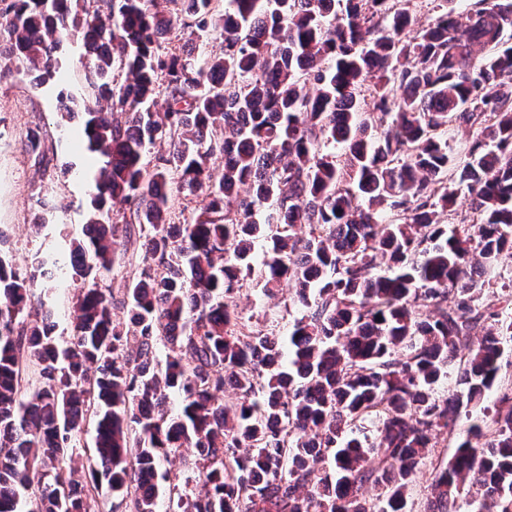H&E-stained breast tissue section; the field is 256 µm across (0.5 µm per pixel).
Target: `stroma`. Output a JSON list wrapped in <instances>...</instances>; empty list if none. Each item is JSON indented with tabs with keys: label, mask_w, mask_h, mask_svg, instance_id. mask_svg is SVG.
Here are the masks:
<instances>
[{
	"label": "stroma",
	"mask_w": 512,
	"mask_h": 512,
	"mask_svg": "<svg viewBox=\"0 0 512 512\" xmlns=\"http://www.w3.org/2000/svg\"><path fill=\"white\" fill-rule=\"evenodd\" d=\"M83 52L81 44L66 45L65 62L71 78L62 85L50 82L40 86L34 76L25 73L0 78V229L7 232V242L0 250L22 269L51 254L63 241L83 235L96 168L89 162V152H75L70 144L81 117L63 119L56 107L62 92L80 101L88 97L78 63ZM33 130L41 137V147L34 154L24 147ZM41 214L48 224L37 235L30 226ZM292 293L286 286L268 298L259 289H250L239 301V312L253 325L275 321L288 327L302 313L301 307L292 304ZM465 437L460 425L455 436L443 433L433 439L431 453L411 489L413 512H425L435 467L445 465Z\"/></svg>",
	"instance_id": "1"
}]
</instances>
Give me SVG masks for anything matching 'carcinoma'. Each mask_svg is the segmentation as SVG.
I'll use <instances>...</instances> for the list:
<instances>
[{
  "mask_svg": "<svg viewBox=\"0 0 512 512\" xmlns=\"http://www.w3.org/2000/svg\"><path fill=\"white\" fill-rule=\"evenodd\" d=\"M217 8L13 0L0 25L3 77L61 80L82 42L78 142L106 158L85 239L52 261L82 282L67 347L48 297L32 308L48 270L0 255V512H408L463 410L426 512H512V404L487 400L512 318L479 304L512 252V0L439 4L413 36L411 0ZM176 194L199 199L178 224ZM460 195L478 223L447 221ZM256 281L294 283L288 332L241 321ZM184 447L196 471L164 494L161 459ZM464 422L465 420L457 426L454 437L449 438L447 434L443 433L438 434L435 439H433L432 444L435 447L432 448L428 459L424 466H422L416 482L410 491L411 498L415 502L413 512H424L427 508L428 500L431 497L429 485L436 472L433 469L439 465L440 468L444 467L448 459L453 455L457 444L466 438V426Z\"/></svg>",
  "mask_w": 512,
  "mask_h": 512,
  "instance_id": "obj_1",
  "label": "carcinoma"
}]
</instances>
